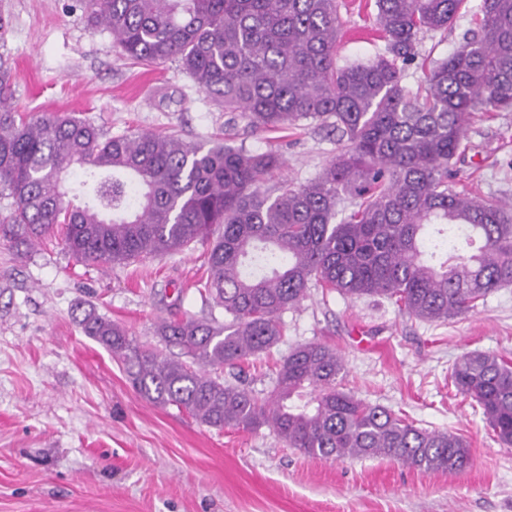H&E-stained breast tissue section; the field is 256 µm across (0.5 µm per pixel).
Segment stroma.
Listing matches in <instances>:
<instances>
[{
	"mask_svg": "<svg viewBox=\"0 0 512 512\" xmlns=\"http://www.w3.org/2000/svg\"><path fill=\"white\" fill-rule=\"evenodd\" d=\"M338 63L384 52L374 0H340ZM480 0L443 33L421 37V56L441 59L475 27ZM0 56L13 64L11 103L24 116L72 115L110 135L174 132L189 143L232 139L279 151L282 175L303 184L339 151L328 128L251 132L218 109L179 64L122 57L109 31L88 25L72 0H0ZM456 164L457 185L512 201V112L477 114ZM204 248L131 264L85 265L60 236L26 254L0 242V512H512V446L452 385L467 351L512 360V287L469 312L425 322L384 299H350L317 287L281 320L282 340L223 379L267 390L295 345L320 342L345 361L341 385L415 426L469 443L454 475L387 459L321 461L285 447L267 426L217 429L131 385L120 362L74 320L79 302L144 343L163 318H223L196 284Z\"/></svg>",
	"mask_w": 512,
	"mask_h": 512,
	"instance_id": "35a3bbf8",
	"label": "stroma"
}]
</instances>
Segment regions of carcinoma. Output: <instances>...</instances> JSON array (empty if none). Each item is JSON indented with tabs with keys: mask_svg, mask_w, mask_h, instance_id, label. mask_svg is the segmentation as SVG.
Returning <instances> with one entry per match:
<instances>
[{
	"mask_svg": "<svg viewBox=\"0 0 512 512\" xmlns=\"http://www.w3.org/2000/svg\"><path fill=\"white\" fill-rule=\"evenodd\" d=\"M467 0H375L385 52L338 65V0H83L88 20L141 65L176 61L200 91L254 132L340 134L341 149L305 184L279 179V156L174 134L108 136L75 117L25 120L14 111L0 60V240L21 253L62 231L86 264H128L205 246L199 293L224 323L161 321L156 335L191 359L164 355L126 329L78 307L85 335L119 357L147 400L187 410L222 429L271 427L286 446L325 460L390 459L452 475L467 442L419 428L339 388L345 364L330 346L295 347L259 395L214 377L270 350L281 314L311 285L377 297L427 322L473 309L512 286V204L453 187L478 112L512 111V0H481L478 29L404 82L419 36L448 28ZM89 201L74 206L66 186ZM448 378L512 445V364L462 354Z\"/></svg>",
	"mask_w": 512,
	"mask_h": 512,
	"instance_id": "1",
	"label": "carcinoma"
}]
</instances>
